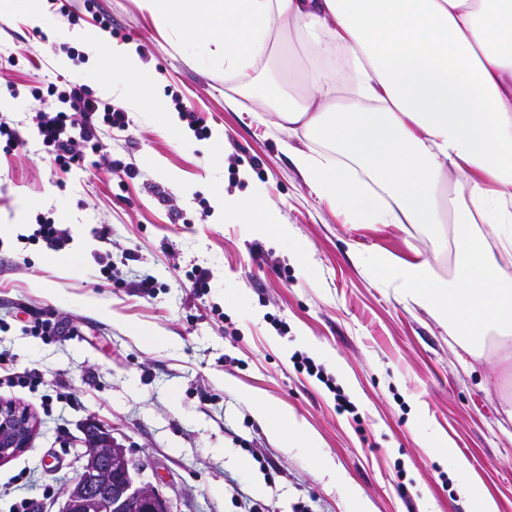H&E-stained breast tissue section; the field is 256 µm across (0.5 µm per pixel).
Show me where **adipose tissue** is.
I'll return each instance as SVG.
<instances>
[{
  "instance_id": "obj_1",
  "label": "adipose tissue",
  "mask_w": 512,
  "mask_h": 512,
  "mask_svg": "<svg viewBox=\"0 0 512 512\" xmlns=\"http://www.w3.org/2000/svg\"><path fill=\"white\" fill-rule=\"evenodd\" d=\"M158 26L204 38L224 56L235 86L276 61L291 74L298 49L343 53L354 83L340 93L329 72H302L299 90L268 95L278 127L317 140L289 156L306 184L352 224L413 227L434 253L411 259L359 251L381 288L427 310L467 355L512 362V275L488 244L512 249V0H141ZM110 54L107 91L147 85L125 46ZM224 221L287 242L304 272L308 248L262 190L221 196ZM454 249L441 273L438 252ZM259 417L288 448L319 439L286 407L257 401Z\"/></svg>"
}]
</instances>
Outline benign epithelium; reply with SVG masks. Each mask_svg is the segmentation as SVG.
Segmentation results:
<instances>
[{"instance_id":"1","label":"benign epithelium","mask_w":512,"mask_h":512,"mask_svg":"<svg viewBox=\"0 0 512 512\" xmlns=\"http://www.w3.org/2000/svg\"><path fill=\"white\" fill-rule=\"evenodd\" d=\"M36 423L30 413L11 402L0 401V461L13 457L28 444ZM84 443L80 472L64 491L62 512H91L95 502L116 497V506L135 512H173L172 503L149 482L134 478L136 464L123 445L105 429Z\"/></svg>"}]
</instances>
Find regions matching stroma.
Listing matches in <instances>:
<instances>
[{"instance_id": "stroma-1", "label": "stroma", "mask_w": 512, "mask_h": 512, "mask_svg": "<svg viewBox=\"0 0 512 512\" xmlns=\"http://www.w3.org/2000/svg\"><path fill=\"white\" fill-rule=\"evenodd\" d=\"M70 0L71 16L38 0L41 24L26 11L0 17V348L15 371L38 370L37 391L0 385V400L36 422L28 448L0 462V487L33 476L32 512H61L63 489L79 472L83 429L94 423L122 444L173 512H474L462 492L463 457L497 512H512V369L460 361V348L424 309L376 287L351 251L399 258L432 245L415 230L350 224L292 165L289 146L312 142L276 130L261 98L224 85L220 58L204 42L179 45L158 29L140 0ZM112 21L111 32L93 14ZM134 48L149 88L124 95L89 84L95 61L83 35ZM88 85L124 110L128 127L103 136L100 152L68 172L50 163L33 135L37 115L59 110L49 83ZM182 107L209 132L182 142L157 121L154 98ZM131 174L114 171L113 161ZM262 187L283 223L308 245L307 276L284 243L248 225L216 223V188L245 195ZM66 233L38 237L39 222ZM111 266V277L100 270ZM209 269L206 291L193 268ZM154 277L153 296L134 281ZM242 288L246 304L225 296ZM52 313L59 336L24 334ZM321 364L361 416L338 414L334 395L291 360ZM68 394L60 405L55 396ZM288 407L336 463L322 475L316 456L282 447L256 416L255 399ZM447 437L453 456L429 453ZM407 493H400V486Z\"/></svg>"}]
</instances>
